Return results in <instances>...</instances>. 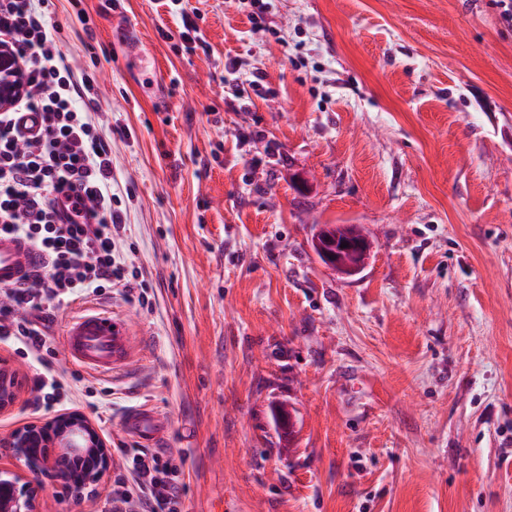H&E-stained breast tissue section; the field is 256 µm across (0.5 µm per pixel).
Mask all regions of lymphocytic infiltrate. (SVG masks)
I'll use <instances>...</instances> for the list:
<instances>
[{"instance_id": "lymphocytic-infiltrate-1", "label": "lymphocytic infiltrate", "mask_w": 512, "mask_h": 512, "mask_svg": "<svg viewBox=\"0 0 512 512\" xmlns=\"http://www.w3.org/2000/svg\"><path fill=\"white\" fill-rule=\"evenodd\" d=\"M51 0H0V45L25 67L26 88L0 111V233L27 238L47 257L24 285L0 289V335L44 361L57 302L122 280L114 254L124 235L112 207V129L98 112L92 79L58 47L47 19ZM40 118L36 133L17 115ZM181 467L161 451H141L112 486V512H180Z\"/></svg>"}]
</instances>
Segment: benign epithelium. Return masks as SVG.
I'll use <instances>...</instances> for the list:
<instances>
[{
	"label": "benign epithelium",
	"instance_id": "obj_1",
	"mask_svg": "<svg viewBox=\"0 0 512 512\" xmlns=\"http://www.w3.org/2000/svg\"><path fill=\"white\" fill-rule=\"evenodd\" d=\"M23 82L19 67L8 53L0 52V106L8 105L22 93ZM328 265L344 275H354L365 263L349 267L338 263V254L346 249L367 254L370 242L362 237L348 242V247L320 246ZM21 382L17 370L7 360H0V412L11 409L19 396ZM10 448L14 458L23 463L16 470L0 469V512H40L41 482L39 475L50 464L48 449L57 450L55 463L70 456L84 459L85 467L80 471L58 468L56 477L63 481L69 491L81 497L84 491L97 482L111 460L110 448L101 437L96 425L81 412L59 415L48 422L34 421L12 430L0 445Z\"/></svg>",
	"mask_w": 512,
	"mask_h": 512
}]
</instances>
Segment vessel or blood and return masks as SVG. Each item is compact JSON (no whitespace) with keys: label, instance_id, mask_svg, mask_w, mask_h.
Masks as SVG:
<instances>
[{"label":"vessel or blood","instance_id":"b4317fda","mask_svg":"<svg viewBox=\"0 0 512 512\" xmlns=\"http://www.w3.org/2000/svg\"><path fill=\"white\" fill-rule=\"evenodd\" d=\"M45 258L26 239L0 234V284L23 282ZM64 345L72 364L94 371H108L125 362L130 354V340L122 318L90 311L70 320L64 330ZM126 427L139 439L156 441L162 434L160 417L149 410L131 415Z\"/></svg>","mask_w":512,"mask_h":512}]
</instances>
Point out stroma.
Listing matches in <instances>:
<instances>
[{"label": "stroma", "instance_id": "obj_1", "mask_svg": "<svg viewBox=\"0 0 512 512\" xmlns=\"http://www.w3.org/2000/svg\"><path fill=\"white\" fill-rule=\"evenodd\" d=\"M103 3L82 0L81 21L58 0L53 20L112 128L125 278L57 312L52 406L40 365L0 338L22 384L0 435L77 410L111 464L81 498L42 475V512H108L139 445L123 418L146 403L181 512H512V23L496 0H188L205 54L173 39L166 0ZM322 224L362 227L360 273L321 262ZM88 304L133 332L109 375L65 351Z\"/></svg>", "mask_w": 512, "mask_h": 512}]
</instances>
